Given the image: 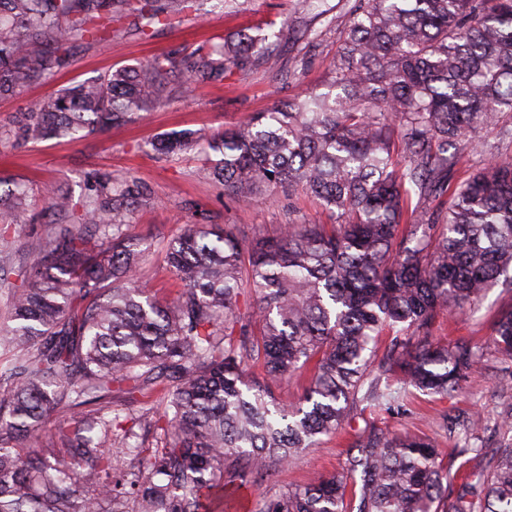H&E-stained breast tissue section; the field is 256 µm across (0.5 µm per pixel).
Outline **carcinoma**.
Returning <instances> with one entry per match:
<instances>
[{
  "label": "carcinoma",
  "instance_id": "obj_1",
  "mask_svg": "<svg viewBox=\"0 0 512 512\" xmlns=\"http://www.w3.org/2000/svg\"><path fill=\"white\" fill-rule=\"evenodd\" d=\"M193 0H0V97L51 79L77 42L130 17L151 36ZM284 31L162 53L61 88L22 113L18 139H81L133 122L182 88L221 83L269 57ZM325 91L152 151L213 155L202 174L248 202L297 189L330 224L249 239L237 224H185L165 246L168 303L137 277L146 243L126 233L146 189L107 177L77 214L51 192L33 266L0 326V512H230L247 485L296 463L354 410L451 399L482 363L477 343L432 339L438 314L512 282V159L450 188L460 155L512 114V0H354ZM29 222L27 189L0 191V223ZM249 294L252 301L239 306ZM512 358V311L493 324ZM313 365L293 406L274 389ZM127 399L112 403V393ZM161 405L164 443L118 460L119 423ZM57 443L38 432L58 415ZM459 457L476 421L452 408ZM463 477L430 438L354 430L341 470L265 500L260 512H512V441ZM243 463L236 482L224 466Z\"/></svg>",
  "mask_w": 512,
  "mask_h": 512
}]
</instances>
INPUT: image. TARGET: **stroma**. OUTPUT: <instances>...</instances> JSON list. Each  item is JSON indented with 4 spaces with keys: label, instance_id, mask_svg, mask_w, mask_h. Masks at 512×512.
I'll return each instance as SVG.
<instances>
[{
    "label": "stroma",
    "instance_id": "1",
    "mask_svg": "<svg viewBox=\"0 0 512 512\" xmlns=\"http://www.w3.org/2000/svg\"><path fill=\"white\" fill-rule=\"evenodd\" d=\"M326 14L298 11L295 0H193L182 22L156 29L142 37L131 25L95 42L76 44L63 65L45 83L22 88L0 98V176L24 182L31 223L12 225L9 238L15 245L30 242L40 228L46 208L44 192H67L82 204L98 180L105 176H130L146 186L151 198L134 209L127 232L143 238L150 248L138 276L161 300L172 298L178 288L165 262L163 242L184 224H238L248 235H272L280 225L326 224L330 218L300 192L279 189L273 195L246 204L224 196L221 189L198 177L204 154L189 151L165 157L148 149L150 141L167 133L190 129L207 131L229 126L273 102L296 98L303 91L323 88L330 78L329 64L341 49L348 9L347 0H326ZM286 28L293 38L283 40L275 57L248 72L233 71L221 84H203L177 90L172 101L151 106L127 125L98 132L81 140L54 138L18 143L13 130L21 112L57 89L97 78L122 66H134L153 56L177 52L189 55L199 44L220 43L248 28ZM512 310V283H499L485 293L474 312L440 313L434 336L443 342L472 339L484 349L480 368L468 387L454 400L423 396L413 401L404 416H375L376 425L393 434L428 436L443 449V463L457 469L458 459L439 422L448 407L473 414L478 421V444L493 451L512 439L504 420L512 414V375L492 340L496 318ZM349 429L322 437L294 465L276 470L270 480L246 492L249 512L279 491L307 485L319 473L338 469L345 458Z\"/></svg>",
    "mask_w": 512,
    "mask_h": 512
}]
</instances>
